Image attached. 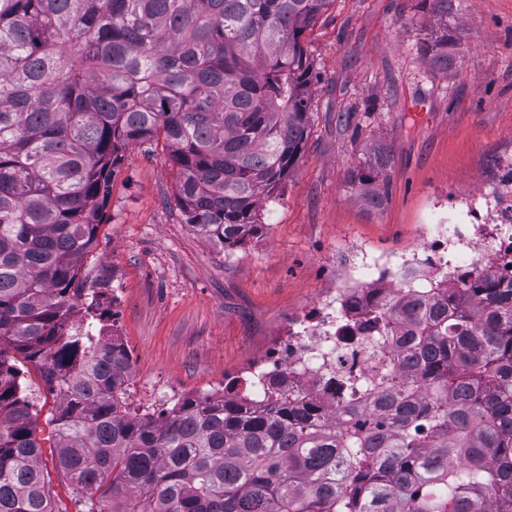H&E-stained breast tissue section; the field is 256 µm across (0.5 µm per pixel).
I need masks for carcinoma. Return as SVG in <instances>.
Segmentation results:
<instances>
[{
	"label": "carcinoma",
	"instance_id": "cac0c4a2",
	"mask_svg": "<svg viewBox=\"0 0 512 512\" xmlns=\"http://www.w3.org/2000/svg\"><path fill=\"white\" fill-rule=\"evenodd\" d=\"M334 0H0V512L53 508L17 357L58 404L56 468L85 512H512V287L424 288L373 323L411 350L335 418L284 393L126 412L131 359L81 277L126 149L164 148L185 223L233 248L260 227L310 130L302 36ZM460 38L422 46L444 75ZM384 144L351 172L385 198Z\"/></svg>",
	"mask_w": 512,
	"mask_h": 512
}]
</instances>
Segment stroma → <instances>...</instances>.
Here are the masks:
<instances>
[{
	"label": "stroma",
	"mask_w": 512,
	"mask_h": 512,
	"mask_svg": "<svg viewBox=\"0 0 512 512\" xmlns=\"http://www.w3.org/2000/svg\"><path fill=\"white\" fill-rule=\"evenodd\" d=\"M444 24L463 51L442 74L420 45ZM302 42L312 64L310 134L262 227L240 246L223 249L185 224L162 146L124 153L82 274L108 281L132 390L211 393L338 283L348 244L417 245L429 196L477 186L512 146V0H453L444 21L423 0H333ZM378 143L392 164L387 198L372 208L347 180ZM18 366L55 502L82 512L55 468L48 421L57 397L35 365Z\"/></svg>",
	"instance_id": "1"
}]
</instances>
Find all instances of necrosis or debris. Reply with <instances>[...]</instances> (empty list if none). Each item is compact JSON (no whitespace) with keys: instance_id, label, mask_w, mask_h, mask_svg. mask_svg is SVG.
Wrapping results in <instances>:
<instances>
[{"instance_id":"obj_1","label":"necrosis or debris","mask_w":512,"mask_h":512,"mask_svg":"<svg viewBox=\"0 0 512 512\" xmlns=\"http://www.w3.org/2000/svg\"><path fill=\"white\" fill-rule=\"evenodd\" d=\"M433 222L409 251L351 250L339 286L314 310L291 319L264 353L243 368L251 402L263 401L268 381L285 377L289 394L332 410L345 398L370 406L366 396L347 395V383H370L386 362L400 356L408 339L369 326L375 310L418 288H453L485 274L512 281V150L475 190H451L432 204Z\"/></svg>"}]
</instances>
